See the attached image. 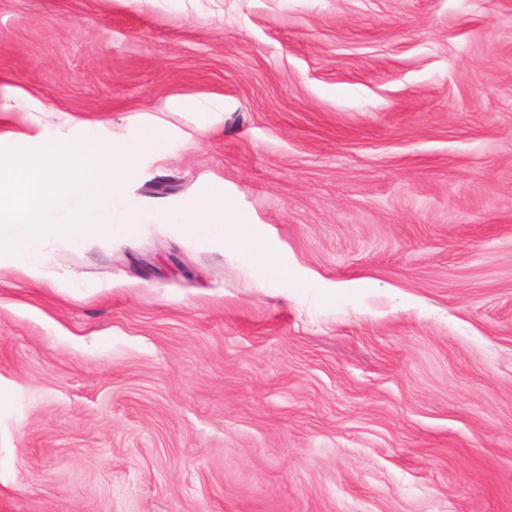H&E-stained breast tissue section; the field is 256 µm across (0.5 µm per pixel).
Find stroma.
Returning a JSON list of instances; mask_svg holds the SVG:
<instances>
[{
    "label": "stroma",
    "mask_w": 512,
    "mask_h": 512,
    "mask_svg": "<svg viewBox=\"0 0 512 512\" xmlns=\"http://www.w3.org/2000/svg\"><path fill=\"white\" fill-rule=\"evenodd\" d=\"M0 82L1 148L166 125L126 196L318 282L165 224L0 269V512H512V0H0Z\"/></svg>",
    "instance_id": "stroma-1"
}]
</instances>
